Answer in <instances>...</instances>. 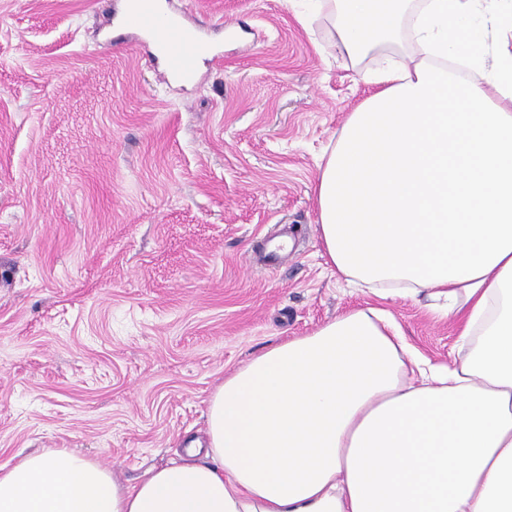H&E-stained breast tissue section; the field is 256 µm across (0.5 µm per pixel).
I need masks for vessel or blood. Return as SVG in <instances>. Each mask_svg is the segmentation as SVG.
Listing matches in <instances>:
<instances>
[{
  "instance_id": "b4317fda",
  "label": "vessel or blood",
  "mask_w": 512,
  "mask_h": 512,
  "mask_svg": "<svg viewBox=\"0 0 512 512\" xmlns=\"http://www.w3.org/2000/svg\"><path fill=\"white\" fill-rule=\"evenodd\" d=\"M124 9L141 32L158 37L171 77L192 80L197 60L212 55L213 45L203 30L185 19L158 15L155 0H124Z\"/></svg>"
}]
</instances>
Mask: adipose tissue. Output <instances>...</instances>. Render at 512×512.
<instances>
[{
    "label": "adipose tissue",
    "instance_id": "1",
    "mask_svg": "<svg viewBox=\"0 0 512 512\" xmlns=\"http://www.w3.org/2000/svg\"><path fill=\"white\" fill-rule=\"evenodd\" d=\"M367 75L319 166L331 268L444 299L461 344L422 360L349 310L226 375L209 442L135 485L57 448L0 467V512H512V0H315Z\"/></svg>",
    "mask_w": 512,
    "mask_h": 512
}]
</instances>
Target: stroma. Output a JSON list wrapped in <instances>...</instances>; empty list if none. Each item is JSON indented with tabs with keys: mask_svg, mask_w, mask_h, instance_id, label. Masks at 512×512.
Returning a JSON list of instances; mask_svg holds the SVG:
<instances>
[{
	"mask_svg": "<svg viewBox=\"0 0 512 512\" xmlns=\"http://www.w3.org/2000/svg\"><path fill=\"white\" fill-rule=\"evenodd\" d=\"M165 2L217 46L190 85L121 0H0V466L72 448L135 484L205 441L225 374L353 308L453 360L438 306L348 287L316 229L318 166L386 57L352 64L299 2Z\"/></svg>",
	"mask_w": 512,
	"mask_h": 512,
	"instance_id": "1",
	"label": "stroma"
}]
</instances>
